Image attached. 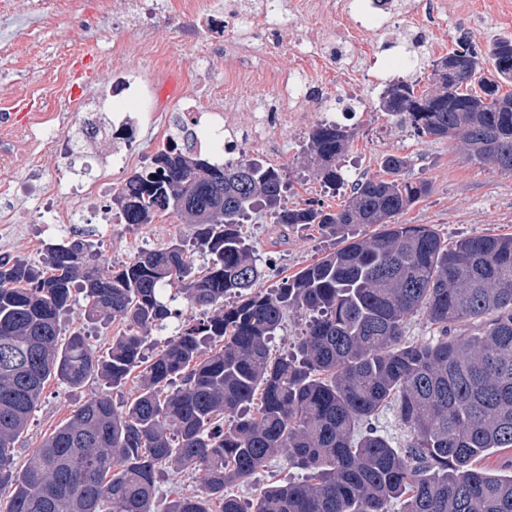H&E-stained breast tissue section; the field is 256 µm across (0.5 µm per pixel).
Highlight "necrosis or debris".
Wrapping results in <instances>:
<instances>
[{
	"instance_id": "1",
	"label": "necrosis or debris",
	"mask_w": 512,
	"mask_h": 512,
	"mask_svg": "<svg viewBox=\"0 0 512 512\" xmlns=\"http://www.w3.org/2000/svg\"><path fill=\"white\" fill-rule=\"evenodd\" d=\"M395 0H291L289 10L300 19L314 20L308 45L297 54V65L282 71L273 55H265L254 65L256 53L250 34L272 25L267 7H255L251 0H125L129 18L128 41L112 44L113 55L124 54L128 42L153 52L158 68H166L177 57V45H161L156 40L161 27H173L177 44L194 49L189 61L190 82H198L212 57L224 54L231 62L225 72L228 89L212 88L207 102H198L191 92H183V107L173 111L164 105L161 88L133 68L116 72L110 85L80 97L74 106L52 112H32L27 129L0 137V240L10 241L24 223L18 204L23 183L11 172L14 155H25L33 171H40L45 160L57 163L58 175L40 186L44 197L64 195L69 204L46 210L48 224H73L90 203H97L101 223L112 220V176L132 173L146 160L137 142L149 139L154 149L182 143L180 125L192 132L195 148L221 159L250 146L270 145V132L287 120V108H307L323 112L328 99L323 91V73L335 74L344 84L356 83L361 73L349 63L352 49L364 35L382 31ZM278 88L267 112L257 111V102L241 98L236 86ZM252 112L249 125H239L238 111ZM111 144L110 161L97 176L72 183V158L84 152L87 140Z\"/></svg>"
}]
</instances>
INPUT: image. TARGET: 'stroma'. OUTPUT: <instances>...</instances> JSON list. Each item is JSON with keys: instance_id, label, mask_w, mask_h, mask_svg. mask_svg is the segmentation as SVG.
<instances>
[{"instance_id": "35a3bbf8", "label": "stroma", "mask_w": 512, "mask_h": 512, "mask_svg": "<svg viewBox=\"0 0 512 512\" xmlns=\"http://www.w3.org/2000/svg\"><path fill=\"white\" fill-rule=\"evenodd\" d=\"M40 2L42 20L30 31L37 55L19 60L0 58V70L22 71L23 88L27 92L15 111L0 112V128L21 126L29 109L52 110L62 106L63 101L54 92L52 80L43 67L46 60L66 68L72 85L85 91L111 81L112 68L116 65L131 66L146 75L155 73L154 57L135 50L120 56L117 63L104 61L103 54L111 48L113 40L127 35L122 10H115L110 18L102 20L94 14L93 0H70L68 12L60 15L55 12V0ZM472 2L470 12L441 14L433 21L426 46L417 50L419 62L412 74L420 88L431 87L433 61L447 56L461 39H468L482 49L495 40L512 38V12L493 8V0ZM274 14L277 18L274 31L253 33L252 42L261 54L268 47H275L280 66L287 71L293 67L295 51L305 45L308 24L290 14L288 0H274ZM404 24V19H391L386 30L370 44L368 55L362 58V65L373 77L372 82L352 86L338 83L327 89L336 109L343 112L339 124L351 135L344 162L345 187L330 191L312 175L303 151L309 132L320 124L321 117L306 109L297 110L286 125L273 130L279 150L267 157V164L280 169L289 178L292 184L289 205L299 207L316 200L324 208L336 210L347 200L351 184L380 175L383 157L400 154L409 160V177L427 181L429 185L428 194L400 215V223L430 225L449 243L475 235H512V172L472 162L460 141L420 137L410 127L398 125L395 118L378 111L381 94L398 78L397 72L388 69L386 63L411 44L412 35ZM353 95L360 97L363 109L345 113L344 108ZM82 225L95 230V241L108 269L122 267L141 249L160 247L174 238L187 242L192 239L191 227L167 213L157 215L152 223L137 226H102L94 214L89 213ZM25 231L24 238L7 246L0 244V257L40 262L47 247L64 242L71 235L72 227L29 224ZM242 231L261 261L273 263L282 276L295 274L341 246L340 240L325 236L314 224L289 230L284 240L266 217L253 218L243 225ZM79 329L85 331L90 346L103 353L125 326L117 320L105 325L86 323L82 306L77 303L62 320L61 336L69 338ZM100 389L95 381L79 389L50 383L32 413L28 430L15 445V468H23L42 440Z\"/></svg>"}]
</instances>
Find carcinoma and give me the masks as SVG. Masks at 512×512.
Segmentation results:
<instances>
[{"label":"carcinoma","instance_id":"carcinoma-1","mask_svg":"<svg viewBox=\"0 0 512 512\" xmlns=\"http://www.w3.org/2000/svg\"><path fill=\"white\" fill-rule=\"evenodd\" d=\"M471 73L448 82V58L433 64L434 88L399 78L378 110L420 137L456 138L469 159L512 170V40L482 53L464 43ZM490 64L493 70L485 68ZM349 132L320 123L305 150L315 177L345 184ZM384 178L355 183L336 211L288 205L291 183L245 157L216 165L189 146L154 156L113 195L123 224L173 213L193 229L184 241L143 250L109 274L93 264L90 236L47 248L38 265L0 260V490L6 512H512V473L478 466L512 449V235L453 244L399 216L429 192L408 161L382 160ZM265 213L284 228L315 224L343 246L285 277L258 284L242 224ZM356 224L378 232L359 237ZM87 322L119 319L126 331L97 354L81 331L59 343L76 297ZM183 300L188 316L174 303ZM304 327L291 351L271 352L287 312ZM423 314L434 336L406 339ZM173 327L145 357L150 335ZM139 370L119 405L102 392L44 438L28 464L15 444L53 380L114 388ZM392 409L406 430L400 448L376 425ZM303 472L253 498L232 493L272 460ZM193 473L191 493L159 508L169 470Z\"/></svg>","mask_w":512,"mask_h":512}]
</instances>
